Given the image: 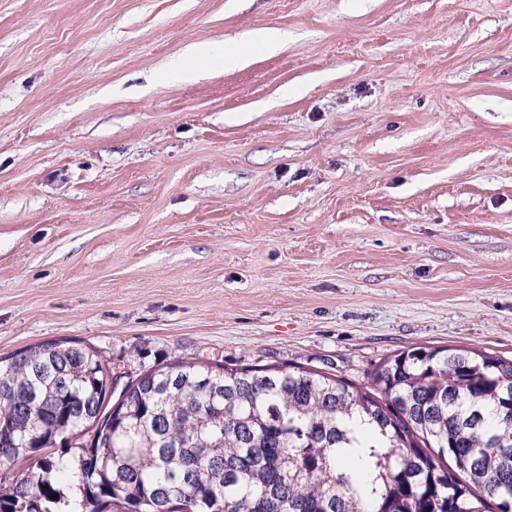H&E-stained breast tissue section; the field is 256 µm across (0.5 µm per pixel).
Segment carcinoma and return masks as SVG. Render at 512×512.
<instances>
[{
    "mask_svg": "<svg viewBox=\"0 0 512 512\" xmlns=\"http://www.w3.org/2000/svg\"><path fill=\"white\" fill-rule=\"evenodd\" d=\"M77 341L0 357V512H505L512 358L416 348L360 386L303 364L129 381ZM100 420L96 441L81 436Z\"/></svg>",
    "mask_w": 512,
    "mask_h": 512,
    "instance_id": "obj_1",
    "label": "carcinoma"
}]
</instances>
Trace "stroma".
Here are the masks:
<instances>
[{
	"label": "stroma",
	"instance_id": "35a3bbf8",
	"mask_svg": "<svg viewBox=\"0 0 512 512\" xmlns=\"http://www.w3.org/2000/svg\"><path fill=\"white\" fill-rule=\"evenodd\" d=\"M62 338L511 357L512 0H0V355Z\"/></svg>",
	"mask_w": 512,
	"mask_h": 512
}]
</instances>
